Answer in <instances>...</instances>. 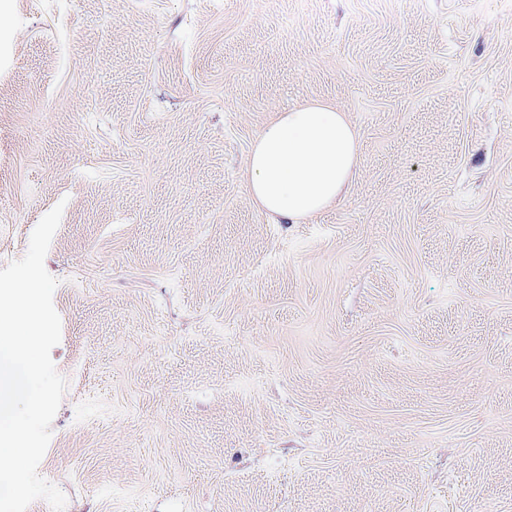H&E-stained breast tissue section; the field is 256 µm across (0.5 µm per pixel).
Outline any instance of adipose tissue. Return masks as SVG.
<instances>
[{"label":"adipose tissue","mask_w":512,"mask_h":512,"mask_svg":"<svg viewBox=\"0 0 512 512\" xmlns=\"http://www.w3.org/2000/svg\"><path fill=\"white\" fill-rule=\"evenodd\" d=\"M358 167V133L345 113L311 101L281 113L253 143L246 188L254 204L297 224L340 203Z\"/></svg>","instance_id":"obj_1"}]
</instances>
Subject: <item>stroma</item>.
<instances>
[{"label":"stroma","mask_w":512,"mask_h":512,"mask_svg":"<svg viewBox=\"0 0 512 512\" xmlns=\"http://www.w3.org/2000/svg\"><path fill=\"white\" fill-rule=\"evenodd\" d=\"M0 268L45 258L87 512H512V0H0ZM320 99L344 202L253 141ZM358 133L324 101L281 113L253 143L246 188L271 217L300 224L344 199L358 167Z\"/></svg>","instance_id":"1"}]
</instances>
